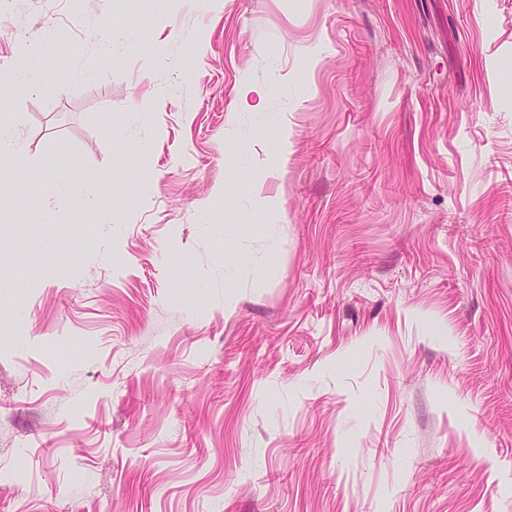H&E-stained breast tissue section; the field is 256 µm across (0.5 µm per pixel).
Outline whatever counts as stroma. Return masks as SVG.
I'll return each mask as SVG.
<instances>
[{"mask_svg":"<svg viewBox=\"0 0 512 512\" xmlns=\"http://www.w3.org/2000/svg\"><path fill=\"white\" fill-rule=\"evenodd\" d=\"M1 84L0 512H512V0H0Z\"/></svg>","mask_w":512,"mask_h":512,"instance_id":"1","label":"stroma"}]
</instances>
